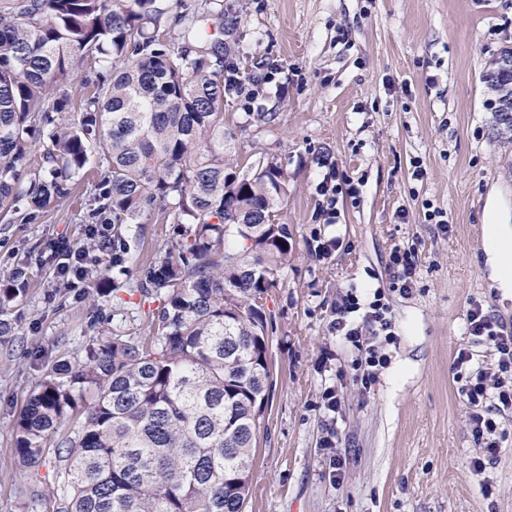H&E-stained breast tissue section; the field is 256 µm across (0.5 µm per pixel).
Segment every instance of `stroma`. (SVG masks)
I'll use <instances>...</instances> for the list:
<instances>
[{
	"label": "stroma",
	"mask_w": 512,
	"mask_h": 512,
	"mask_svg": "<svg viewBox=\"0 0 512 512\" xmlns=\"http://www.w3.org/2000/svg\"><path fill=\"white\" fill-rule=\"evenodd\" d=\"M222 2L209 39L225 63L254 73L227 99V145L238 170L260 161L283 170L280 219L294 252L266 299L272 384L244 512H512V413L497 459L471 473L481 445L451 369L468 345L483 366L496 363L466 334L470 302L512 323V298L492 288L483 249L486 211L512 225V135L498 132L484 80L512 48V0ZM331 170L357 189L338 196L334 224L318 191ZM104 174L91 161L35 220L0 223V283L18 267L28 278L7 313L15 330L0 337V512H52L60 492L54 451L33 473L14 449V423L46 371L148 332V305L111 263L82 293L55 285L47 246L86 245L88 201ZM128 229L140 264L173 238L155 206ZM317 235L336 238L329 258L312 253ZM397 247L417 255L407 295L391 289ZM352 287L387 292L395 333L366 393L337 379L340 346L328 330ZM328 386L341 397L330 414L320 406ZM330 436L346 460L338 480L322 447Z\"/></svg>",
	"instance_id": "stroma-1"
}]
</instances>
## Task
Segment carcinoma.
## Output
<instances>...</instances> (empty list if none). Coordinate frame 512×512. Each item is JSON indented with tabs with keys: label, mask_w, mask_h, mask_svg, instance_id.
<instances>
[{
	"label": "carcinoma",
	"mask_w": 512,
	"mask_h": 512,
	"mask_svg": "<svg viewBox=\"0 0 512 512\" xmlns=\"http://www.w3.org/2000/svg\"><path fill=\"white\" fill-rule=\"evenodd\" d=\"M224 11L180 17L182 39ZM157 0H0V221L31 220L70 194L92 157L107 165L92 217L112 223V269L131 271L136 240L122 232L160 204L175 238L136 271L160 305L148 334L56 362L14 426L24 468L93 399L57 443L66 493L54 512H243L271 373L264 296L292 259L290 226L275 221L279 166L233 171L224 140L223 48L174 52L158 33ZM100 71L71 94L75 65ZM497 96L512 75H485ZM55 100H50L48 89ZM39 151L37 167L26 161ZM239 187L224 202V184ZM25 291L17 272L0 313Z\"/></svg>",
	"instance_id": "1"
}]
</instances>
